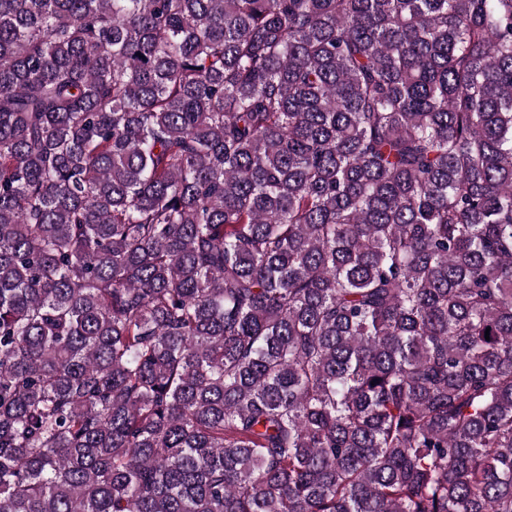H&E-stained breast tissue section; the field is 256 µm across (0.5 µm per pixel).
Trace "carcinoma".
I'll use <instances>...</instances> for the list:
<instances>
[{"label":"carcinoma","instance_id":"1","mask_svg":"<svg viewBox=\"0 0 512 512\" xmlns=\"http://www.w3.org/2000/svg\"><path fill=\"white\" fill-rule=\"evenodd\" d=\"M0 512H512V0H0Z\"/></svg>","mask_w":512,"mask_h":512}]
</instances>
